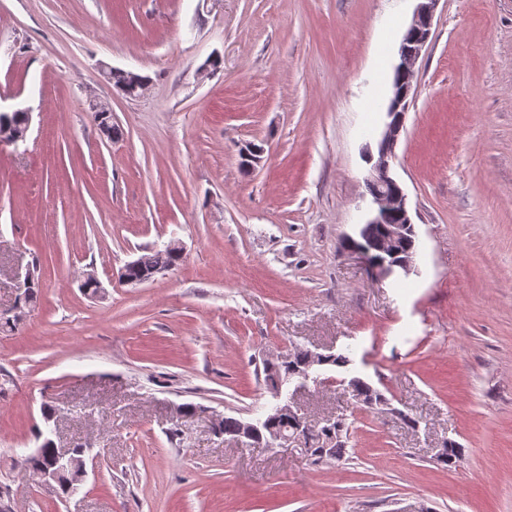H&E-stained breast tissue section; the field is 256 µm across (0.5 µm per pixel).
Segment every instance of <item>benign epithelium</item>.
Masks as SVG:
<instances>
[{
  "label": "benign epithelium",
  "instance_id": "7a95c632",
  "mask_svg": "<svg viewBox=\"0 0 512 512\" xmlns=\"http://www.w3.org/2000/svg\"><path fill=\"white\" fill-rule=\"evenodd\" d=\"M439 0H417L411 21L406 28L399 48L396 72L409 75L429 43L432 21ZM410 86L392 94L386 108V121L381 137L377 142L376 153H368L370 165L365 184L370 196L365 223L384 225V233L377 240L362 235L363 225H358L357 237L349 240V248L359 254L368 265L383 278L407 275L412 270L414 259L395 262L396 249L407 235H416L412 221L407 194L400 183L392 176L391 168L395 160V146L404 127L405 113L401 108L408 104ZM28 128L17 129L11 122L10 113L0 117V138L17 143L25 139ZM321 354L309 352V365L302 370L292 372L286 380L278 383L274 390L280 396L284 385L297 383L303 386L308 380H319L314 373ZM278 413L290 418L299 426H311L308 417L294 408L291 401L284 400L277 405ZM92 446L88 445L79 452L71 448H57L52 457L35 471L41 485L52 491H60L61 479H66L68 497L78 494L87 476V461H96Z\"/></svg>",
  "mask_w": 512,
  "mask_h": 512
}]
</instances>
